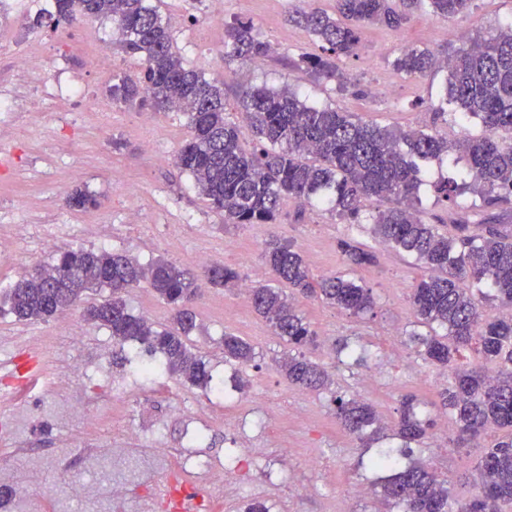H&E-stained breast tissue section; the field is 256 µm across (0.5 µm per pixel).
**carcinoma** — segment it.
<instances>
[{"label": "carcinoma", "instance_id": "cac0c4a2", "mask_svg": "<svg viewBox=\"0 0 512 512\" xmlns=\"http://www.w3.org/2000/svg\"><path fill=\"white\" fill-rule=\"evenodd\" d=\"M328 13L312 5H296L288 21L312 37L319 52L304 54L300 64L317 82L347 88L338 62L355 55L366 24L398 29L412 11L439 20L465 13L471 0H334ZM48 17L55 23L110 20L116 43L138 59L134 75L112 80L116 103L138 104L156 111L187 116L188 135L176 164L194 180L209 205L224 214V228L273 224L282 200L292 197L304 207H323L350 224H368L383 246L414 259L423 274L411 288L410 305L417 326L409 341L423 360L448 368L450 382L439 393L455 430V444L465 447L490 432L502 435L482 449L474 466L475 489L468 504L456 500L448 482L426 464L410 460L409 444L427 436L429 421L412 397L403 409L395 435L404 447L381 444L387 426L368 402L352 397L333 399L342 428L363 446L379 448L368 469L390 472L373 494L387 512H500L512 506V225L476 221L481 233L470 231V220L454 224L448 235L442 224L422 218L420 189L427 184L425 166L443 162L451 152L465 161L456 177L430 183L437 201L459 208L466 194L480 198V210L512 209V21L486 37L468 38L445 55L408 46L391 61L398 73L416 79L437 71L447 73L444 101L462 122H480L477 135L466 133L448 141L435 128L388 129L331 105L308 103L285 84L279 88L251 86L242 91L237 109L260 139V148L241 145V126L225 113L224 88L216 78L187 66L171 27L149 0H52ZM273 53L251 21L224 29V61L256 64ZM377 207L368 212L364 202ZM68 205L85 210L97 200L75 189ZM342 262L354 271L376 256L351 238L340 241ZM264 260L273 283L250 289L249 301L287 347L275 360L288 383L321 390L331 385L328 372L303 348L316 334L299 310V298L318 299L360 317L374 307L371 289L346 272L317 277L294 245L278 237L266 242ZM216 287H237L240 275L223 265L204 268ZM147 285L169 305L170 324L158 329L135 315L123 295ZM485 285L484 299L498 304L500 315L482 318L472 287ZM107 289L111 298L91 304L84 317L106 327L115 341H135L150 354L160 353L162 372L224 397L223 383L214 379L202 357L188 345L196 328V280L185 269L164 259L143 265L133 256L106 249H72L50 266L20 274L0 294V310L18 321H45L71 309L75 295ZM475 347L482 367L458 364L461 350ZM256 357L255 347L241 336L224 334V363L244 366Z\"/></svg>", "mask_w": 512, "mask_h": 512}]
</instances>
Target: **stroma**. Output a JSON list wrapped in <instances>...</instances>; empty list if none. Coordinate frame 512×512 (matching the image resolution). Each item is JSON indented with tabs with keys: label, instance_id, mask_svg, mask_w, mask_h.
Instances as JSON below:
<instances>
[{
	"label": "stroma",
	"instance_id": "obj_1",
	"mask_svg": "<svg viewBox=\"0 0 512 512\" xmlns=\"http://www.w3.org/2000/svg\"><path fill=\"white\" fill-rule=\"evenodd\" d=\"M171 21L172 34L188 66L223 80L226 111L239 120L236 100L249 85L290 84L309 103H330L382 127H437L449 139L479 133L478 124L437 122L433 112L445 82L444 73L410 79L395 71L392 58L406 46L442 52L458 45L459 35L492 31L512 19V0H472L468 12L439 22L415 15L399 29L368 25L353 57L341 69L350 86L331 90L315 82L294 63L316 47L303 29L286 22L289 0H224L222 18H210L201 0H153ZM37 8L0 15V98L18 99L14 112H0V233L12 246L0 254V292L24 270L52 263L62 252L105 248L125 252L147 264L164 258L201 272L195 256L212 252L217 263L237 270L242 279L268 283L263 245L270 233L292 242L315 274L342 270L338 242L352 237L375 252L374 264L355 278L371 288L375 305L355 317L318 300H304L300 309L316 333L310 356L323 362L334 380L324 391L292 386L277 371L274 359L283 344L251 307L239 306L238 289L203 285L195 305L197 329L188 338L215 375L221 376L231 401L212 404L200 388L168 376L154 382L137 378L129 362L141 353L138 343L119 344L109 330L84 319L74 309L47 322L19 321L0 314V470L11 472L16 498L0 512H158L145 488L164 490L167 456L153 449L155 434L185 458L207 459L233 472L242 495L265 500L271 512H376L371 495L348 494L349 486L371 485L375 472L359 460L366 450L338 424L333 397L370 401L385 422L399 419L402 399L414 395L424 402L435 425L415 459L432 466L457 499L471 495L463 479L480 451L453 447L452 427L437 396L448 384V373L425 363L413 347L395 355V335L413 328L410 293L422 270L410 258L378 244L367 229L348 227L325 211L298 215L296 200L285 199L277 224H245L223 231L224 216L202 198L176 164L187 134L180 112H154L113 103L108 92L113 75L132 72L135 60L112 43V24L83 21L43 22L33 26ZM250 20L274 46L259 66L225 65L224 29ZM36 40L44 54L41 71L20 74L7 52ZM107 47L108 70L92 71L89 55ZM82 88L99 107L86 111L55 102L57 84ZM77 187L94 192L96 207L71 210L68 194ZM79 329L82 339L70 344L65 332ZM250 340L256 358L237 370L224 363L225 333ZM355 348L367 359L355 365L347 353ZM56 373L76 368L80 376L61 387L45 381L30 385L35 363ZM88 400L93 410L80 415L71 404ZM278 425L267 430L266 417ZM239 421L236 431L224 429L225 416ZM139 431L138 484L121 508L91 494L71 495L94 451L119 448L120 427ZM261 448L253 462L228 461V449ZM321 467L312 470L310 458ZM39 472L54 488L46 497L30 483Z\"/></svg>",
	"mask_w": 512,
	"mask_h": 512
}]
</instances>
